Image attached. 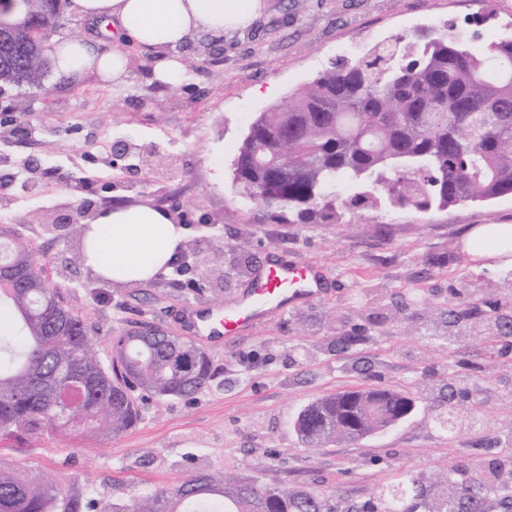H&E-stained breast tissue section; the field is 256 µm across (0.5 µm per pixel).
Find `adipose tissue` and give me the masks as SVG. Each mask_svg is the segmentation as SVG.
I'll return each instance as SVG.
<instances>
[{
    "mask_svg": "<svg viewBox=\"0 0 512 512\" xmlns=\"http://www.w3.org/2000/svg\"><path fill=\"white\" fill-rule=\"evenodd\" d=\"M264 9L263 0H69L68 12L95 34L54 41L52 66L74 82L92 75L117 84L130 64L121 47L131 44L153 56L155 81L175 87L185 73L181 50L193 37L246 31ZM184 237V227L169 212L151 205L102 208L83 225L81 262L95 281L140 284L171 269ZM463 242L470 262L512 267V224L471 226Z\"/></svg>",
    "mask_w": 512,
    "mask_h": 512,
    "instance_id": "ef3b65f1",
    "label": "adipose tissue"
}]
</instances>
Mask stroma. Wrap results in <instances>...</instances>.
Masks as SVG:
<instances>
[{"label": "stroma", "mask_w": 512, "mask_h": 512, "mask_svg": "<svg viewBox=\"0 0 512 512\" xmlns=\"http://www.w3.org/2000/svg\"><path fill=\"white\" fill-rule=\"evenodd\" d=\"M501 16L512 17V0H266L254 28L193 40L178 87L153 82L150 60L128 45L122 84L50 74L41 90H1L0 229L32 250L101 344L142 323L185 335L184 306H232L282 255L318 263L329 281L324 299L272 316L230 344L206 345L216 376L201 393L143 398L136 425L118 437L49 433L20 451L0 446V460L95 501L127 502L203 471L324 492L335 512L375 499L403 469L436 482L451 466L511 465L512 344H447L438 334L442 307L495 302L512 282L511 269H481L461 254L469 226L512 224V196L285 224L263 217L231 171L254 118L286 105L336 57L424 26L470 30L487 43ZM119 140L149 150V161L112 168ZM106 199L168 210L185 227L170 271L133 286L90 283L75 233L49 230L47 221L56 208ZM200 257L218 261L223 281L190 286L184 268ZM468 288L475 297L465 296ZM415 297L414 312H395L394 301ZM339 336L358 342L339 354ZM451 372L483 389L480 406H462L453 435L439 429L431 392ZM366 384L412 388L414 411L357 442L302 444L293 419L305 405Z\"/></svg>", "instance_id": "stroma-1"}]
</instances>
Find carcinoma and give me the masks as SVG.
<instances>
[{
  "mask_svg": "<svg viewBox=\"0 0 512 512\" xmlns=\"http://www.w3.org/2000/svg\"><path fill=\"white\" fill-rule=\"evenodd\" d=\"M48 38L19 34L0 44V86L39 83L49 69ZM240 187L259 184L268 217L333 224L344 210L384 206L428 211L512 195V39L479 43L460 33L422 27L367 52L340 58L296 92L288 106L261 113L234 157ZM0 231V259L25 270L0 275V310L18 333L0 335V440L36 442L50 430L65 436H119L137 422L136 395L187 397L213 380L203 350L167 336L149 338L143 324L102 350L45 268ZM448 339L467 329L493 343L512 336V296L484 320L448 307ZM480 388L442 386L438 425L458 428V396L479 404ZM415 402L410 390L369 387L307 405L294 428L316 448L336 438L387 429ZM495 498L512 512V481L494 471L461 473L426 485L412 469L354 512H485ZM80 491L0 461V512H90ZM99 512H334L319 493L257 480L222 482L197 472L173 488L112 501Z\"/></svg>",
  "mask_w": 512,
  "mask_h": 512,
  "instance_id": "1",
  "label": "carcinoma"
}]
</instances>
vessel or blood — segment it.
<instances>
[{"instance_id":"1","label":"vessel or blood","mask_w":512,"mask_h":512,"mask_svg":"<svg viewBox=\"0 0 512 512\" xmlns=\"http://www.w3.org/2000/svg\"><path fill=\"white\" fill-rule=\"evenodd\" d=\"M323 294L322 275L314 264L281 262L268 269L236 308L194 310L190 324L196 338L228 343L268 316L284 314L304 303L321 300Z\"/></svg>"}]
</instances>
